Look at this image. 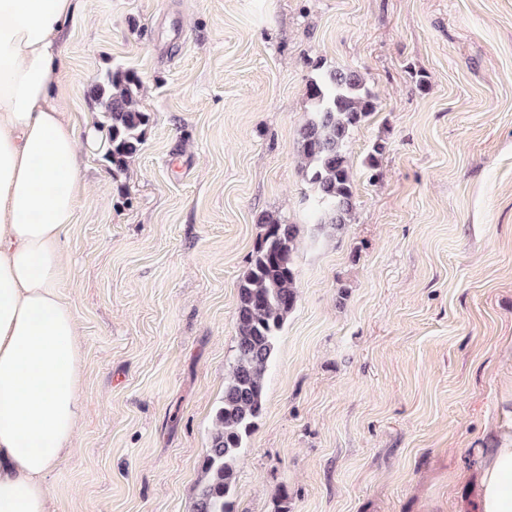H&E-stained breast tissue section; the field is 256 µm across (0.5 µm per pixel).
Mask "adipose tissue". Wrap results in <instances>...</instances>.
<instances>
[{
	"instance_id": "1",
	"label": "adipose tissue",
	"mask_w": 512,
	"mask_h": 512,
	"mask_svg": "<svg viewBox=\"0 0 512 512\" xmlns=\"http://www.w3.org/2000/svg\"><path fill=\"white\" fill-rule=\"evenodd\" d=\"M82 0H0V512H47L45 478L81 415L83 354L60 291L84 190L58 59ZM476 512H512V440Z\"/></svg>"
}]
</instances>
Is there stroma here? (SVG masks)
Here are the masks:
<instances>
[{
	"label": "stroma",
	"instance_id": "stroma-1",
	"mask_svg": "<svg viewBox=\"0 0 512 512\" xmlns=\"http://www.w3.org/2000/svg\"><path fill=\"white\" fill-rule=\"evenodd\" d=\"M115 66L149 123L120 178L83 150L60 288L83 417L50 512H193L263 211L301 229L298 299L238 512H474L476 462L512 432V0H85L61 53L79 131ZM336 66L378 108L327 234L295 142L306 82Z\"/></svg>",
	"mask_w": 512,
	"mask_h": 512
}]
</instances>
